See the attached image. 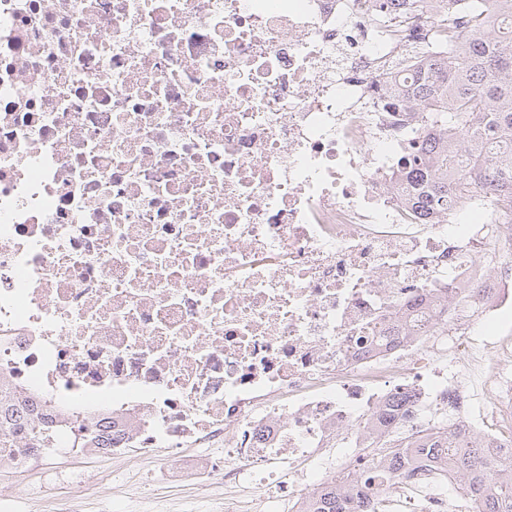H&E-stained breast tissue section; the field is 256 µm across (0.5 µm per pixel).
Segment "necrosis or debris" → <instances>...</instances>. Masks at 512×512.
<instances>
[{
  "label": "necrosis or debris",
  "mask_w": 512,
  "mask_h": 512,
  "mask_svg": "<svg viewBox=\"0 0 512 512\" xmlns=\"http://www.w3.org/2000/svg\"><path fill=\"white\" fill-rule=\"evenodd\" d=\"M374 4L0 0V376L60 423L22 470L79 456L82 423L116 458L213 449L187 470L224 512H301L383 408L492 419L512 466V213L405 203L419 121L385 86L432 19ZM432 474L370 491L465 512Z\"/></svg>",
  "instance_id": "necrosis-or-debris-1"
}]
</instances>
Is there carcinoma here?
<instances>
[{"instance_id":"1","label":"carcinoma","mask_w":512,"mask_h":512,"mask_svg":"<svg viewBox=\"0 0 512 512\" xmlns=\"http://www.w3.org/2000/svg\"><path fill=\"white\" fill-rule=\"evenodd\" d=\"M435 0H384L398 15ZM490 22L482 17L460 27L452 13L434 18L435 39L420 42L425 67L401 88L407 111L421 118L427 146L410 149L415 176L405 186L406 201L439 214L466 193L490 187L497 203L512 210V0H487ZM15 392L0 381V461L52 443L53 420L21 414ZM483 436L454 426L431 427L419 437L394 436L390 429L370 443L368 463L345 485L327 488L308 512H384L366 489L381 470L396 478L411 465L407 449L429 463L440 457L477 512H512V470L480 455Z\"/></svg>"}]
</instances>
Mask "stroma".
Here are the masks:
<instances>
[{
	"label": "stroma",
	"mask_w": 512,
	"mask_h": 512,
	"mask_svg": "<svg viewBox=\"0 0 512 512\" xmlns=\"http://www.w3.org/2000/svg\"><path fill=\"white\" fill-rule=\"evenodd\" d=\"M74 468L94 480V489L38 470L21 479L0 463V512H219L221 507L216 497L201 495L191 475L160 471L133 456L87 455Z\"/></svg>",
	"instance_id": "obj_1"
}]
</instances>
